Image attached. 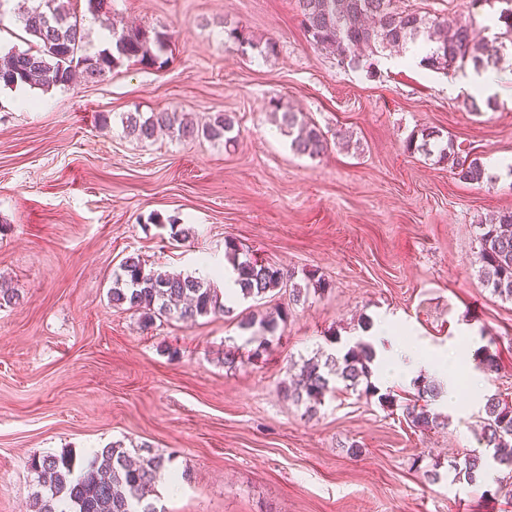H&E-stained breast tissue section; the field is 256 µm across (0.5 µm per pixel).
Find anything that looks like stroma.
Here are the masks:
<instances>
[{
  "mask_svg": "<svg viewBox=\"0 0 512 512\" xmlns=\"http://www.w3.org/2000/svg\"><path fill=\"white\" fill-rule=\"evenodd\" d=\"M445 19L476 17L493 36L496 11L470 0H405ZM119 25L171 34L160 69L127 63L102 82L48 90L0 88V279L18 304L0 308V512H30L32 458L119 441L151 449L180 475L154 490L160 512H512L487 497L497 475L454 479L449 460L479 446L484 396L512 398V302L479 278L477 226L512 209V97L468 112L462 73L400 57L377 76L337 66L305 35L296 0H114ZM239 27L277 53L241 52ZM284 99L317 124L328 150L299 157L269 108ZM229 112L238 140L125 134L124 112ZM108 123H101V115ZM433 126L480 157L482 185L437 156L405 149ZM354 144H339L337 131ZM192 229L172 239L153 215ZM270 264L330 281L290 305L287 291L234 313L157 321L112 306L124 258L195 273L223 264L225 238ZM289 309L263 354L238 326ZM397 319L404 345L459 369L458 403L431 402L445 427L420 431L401 408L338 389L314 418L281 388L303 360L360 339L364 320ZM493 344L500 369L472 377L474 348ZM242 362L224 364L225 350ZM436 470L431 481L426 471Z\"/></svg>",
  "mask_w": 512,
  "mask_h": 512,
  "instance_id": "stroma-1",
  "label": "stroma"
}]
</instances>
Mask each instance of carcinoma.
Listing matches in <instances>:
<instances>
[{
	"instance_id": "obj_1",
	"label": "carcinoma",
	"mask_w": 512,
	"mask_h": 512,
	"mask_svg": "<svg viewBox=\"0 0 512 512\" xmlns=\"http://www.w3.org/2000/svg\"><path fill=\"white\" fill-rule=\"evenodd\" d=\"M497 2L503 4L498 16L502 31L488 40L476 39L470 22H448L417 9H401L395 0H296V6L304 31L316 48L330 50L338 65L373 77L383 52L407 50L418 42L430 46L420 65L434 72L498 68L502 52L512 45V0ZM111 14L112 4L106 2L102 12L93 15L103 28L112 31V41L109 47L89 54L76 13L56 4V0H38L18 15L33 39V46L25 51L0 53V87L29 85L48 90L69 84L77 72L87 82H98L125 63L158 68L166 64L163 55L171 43L167 30L139 26L118 31ZM224 33L243 51L249 47L264 56L277 52L276 42L271 39L262 46L237 27L227 28ZM270 109L279 129L291 138L294 153L313 159L327 151L328 141L322 130L284 100H271ZM120 121L127 134L141 142L154 139L162 129L183 140L229 142L228 134L236 124L234 116L224 113L200 127L185 114L168 110L125 112ZM434 148L439 152V160L448 163L459 180L478 186L487 180L479 158L451 139L442 144L440 132L433 127L420 129L406 141V150L410 152L429 154ZM479 229V277L493 294L512 301V211L492 216ZM224 255L237 274L239 294L244 299L261 301L269 293L288 287L292 301L299 303L306 301L310 292H323L330 287L324 279L313 275L304 276L300 284L292 270L265 264L249 255L242 257L232 239L224 240ZM108 297L113 306L140 313L145 328L162 318L194 321L209 314L233 312L225 304L224 292L213 282L181 272L148 269L137 256L126 257L113 273ZM287 320L288 311L278 309L259 318H243L240 327L247 331L256 328L264 336H273L279 323ZM477 356L484 372L498 370V352L486 346ZM374 357L371 343L359 341L339 357L330 355L323 362L307 359L300 367L298 379L283 386V392L313 413L326 394L335 390L331 382H341L352 390L363 384L365 396L376 395L380 405L392 408L398 404L395 396L378 393L368 382ZM414 385L417 397L401 405L404 416L421 431L440 427L438 415L429 411L423 401L439 397L441 388L425 377L417 378ZM483 411L479 420L480 441L484 447L493 449L497 459L474 451L465 455L463 462L450 465V469L473 483L495 466L503 477L493 494L504 492L512 497V402L494 394L486 399ZM165 463L159 455L145 456L141 449L129 450L119 442L91 458H78L71 452L35 457L31 468L38 474L41 490L34 494L31 512H157L153 504L144 502V494L164 470Z\"/></svg>"
}]
</instances>
